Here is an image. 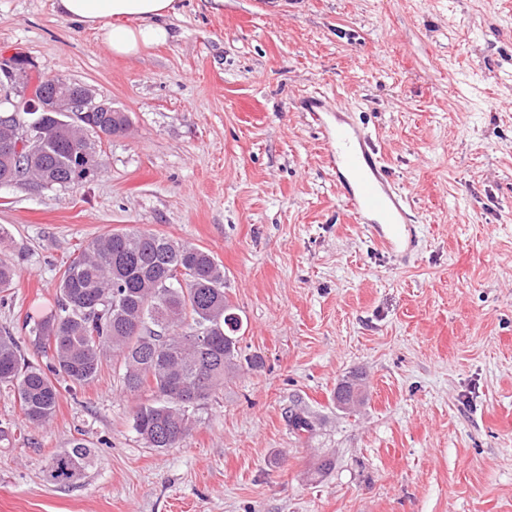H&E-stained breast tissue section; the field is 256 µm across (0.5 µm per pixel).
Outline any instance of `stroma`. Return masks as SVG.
<instances>
[{
  "label": "stroma",
  "instance_id": "obj_1",
  "mask_svg": "<svg viewBox=\"0 0 512 512\" xmlns=\"http://www.w3.org/2000/svg\"><path fill=\"white\" fill-rule=\"evenodd\" d=\"M56 0H0V54L93 88L130 119L77 187H0V331L92 237L138 229L210 251L258 368L201 403L183 447H147L115 362L22 426L0 385V512H512V0H177L167 43L112 53ZM370 131L416 212L407 257L355 223L314 93ZM359 374L366 398L339 410ZM315 431L297 441L288 409ZM84 439L70 487L51 455ZM333 468L311 473L321 459ZM83 441L75 439L71 448L56 453L49 459L45 471L47 483L71 486L82 479L92 455L91 448Z\"/></svg>",
  "mask_w": 512,
  "mask_h": 512
}]
</instances>
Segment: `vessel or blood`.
I'll return each instance as SVG.
<instances>
[{
    "label": "vessel or blood",
    "instance_id": "obj_1",
    "mask_svg": "<svg viewBox=\"0 0 512 512\" xmlns=\"http://www.w3.org/2000/svg\"><path fill=\"white\" fill-rule=\"evenodd\" d=\"M322 133L343 202L355 221L370 227L385 251L408 254L416 243L408 200L392 180L372 134L342 115L335 125L323 126Z\"/></svg>",
    "mask_w": 512,
    "mask_h": 512
}]
</instances>
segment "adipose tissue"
<instances>
[{
	"label": "adipose tissue",
	"instance_id": "obj_1",
	"mask_svg": "<svg viewBox=\"0 0 512 512\" xmlns=\"http://www.w3.org/2000/svg\"><path fill=\"white\" fill-rule=\"evenodd\" d=\"M61 17L101 32L113 53L134 55L165 43L161 18L175 11V0H57Z\"/></svg>",
	"mask_w": 512,
	"mask_h": 512
}]
</instances>
